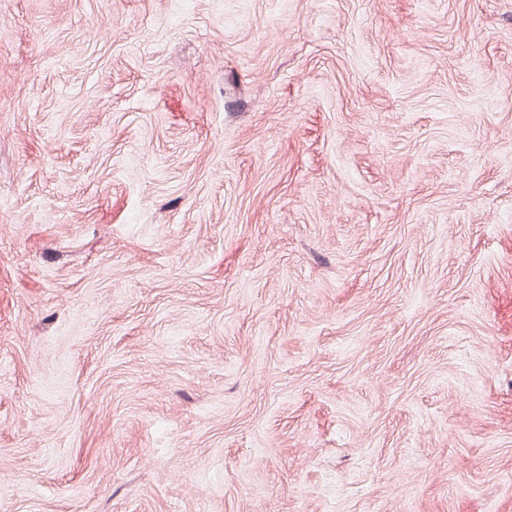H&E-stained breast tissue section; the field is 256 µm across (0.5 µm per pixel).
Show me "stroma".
<instances>
[{
    "instance_id": "stroma-1",
    "label": "stroma",
    "mask_w": 512,
    "mask_h": 512,
    "mask_svg": "<svg viewBox=\"0 0 512 512\" xmlns=\"http://www.w3.org/2000/svg\"><path fill=\"white\" fill-rule=\"evenodd\" d=\"M0 512H512V0H0Z\"/></svg>"
}]
</instances>
